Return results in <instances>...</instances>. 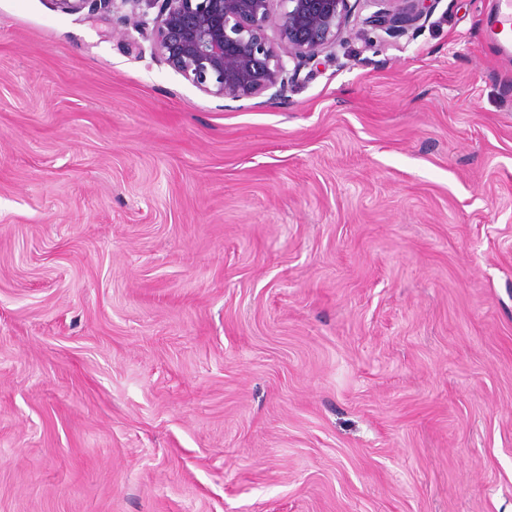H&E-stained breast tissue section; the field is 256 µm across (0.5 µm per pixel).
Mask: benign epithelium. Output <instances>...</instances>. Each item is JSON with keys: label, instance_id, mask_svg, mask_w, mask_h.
<instances>
[{"label": "benign epithelium", "instance_id": "benign-epithelium-1", "mask_svg": "<svg viewBox=\"0 0 512 512\" xmlns=\"http://www.w3.org/2000/svg\"><path fill=\"white\" fill-rule=\"evenodd\" d=\"M64 12L88 10L108 0H56ZM157 9L154 51L199 91L229 102L270 93L282 99L301 71L341 42L350 0H121ZM366 19L391 38L418 30L440 0H380ZM274 31L271 37L268 31Z\"/></svg>", "mask_w": 512, "mask_h": 512}]
</instances>
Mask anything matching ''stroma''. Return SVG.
<instances>
[{"label":"stroma","mask_w":512,"mask_h":512,"mask_svg":"<svg viewBox=\"0 0 512 512\" xmlns=\"http://www.w3.org/2000/svg\"><path fill=\"white\" fill-rule=\"evenodd\" d=\"M494 2L228 110L0 0V512H512Z\"/></svg>","instance_id":"35a3bbf8"}]
</instances>
